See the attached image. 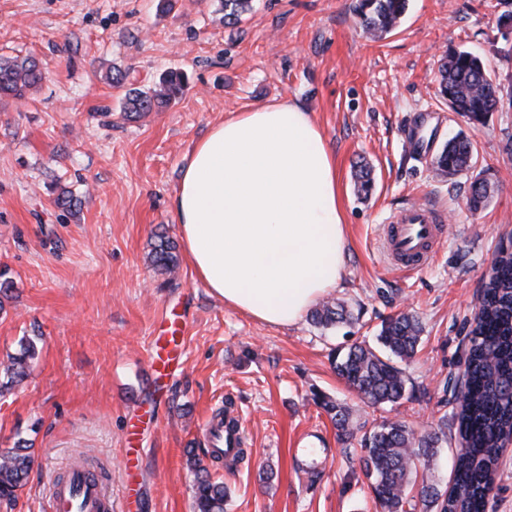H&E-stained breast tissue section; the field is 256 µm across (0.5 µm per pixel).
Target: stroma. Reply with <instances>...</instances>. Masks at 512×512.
Masks as SVG:
<instances>
[{
	"label": "stroma",
	"mask_w": 512,
	"mask_h": 512,
	"mask_svg": "<svg viewBox=\"0 0 512 512\" xmlns=\"http://www.w3.org/2000/svg\"><path fill=\"white\" fill-rule=\"evenodd\" d=\"M0 0V57H33L43 79L26 99L0 100V363L33 340L29 375L0 400V448L29 440L25 487L0 512H43L52 478L79 464L112 485L120 508L135 484L137 512H193L186 448L206 444L215 411L232 408L249 462L218 469L225 512H369L370 494L314 394L347 405L354 421L383 416L415 429L450 409L443 384L463 368L469 323L491 262L512 240V43L496 24L512 0H410L385 37L365 34L357 0H254L241 23L220 0ZM452 49L484 61L505 89L498 112L473 126L438 93ZM129 72L117 85V71ZM184 71L181 98L127 117L129 89ZM290 98L336 156L346 206L342 281L329 299L352 324L309 319L279 327L213 297L179 256L172 276L150 261L157 236L179 241L171 212L185 158L229 113ZM469 137L474 166L453 178L432 159ZM373 187L359 194L358 165ZM495 185L466 204L475 175ZM73 196L66 210L56 199ZM424 201L446 218L433 258L409 272L387 251L392 212ZM414 313L423 332L407 366L412 391L372 406L340 380L333 351L374 342L383 319ZM176 326L184 369L152 380L149 357ZM140 465L127 477L126 430L145 412ZM325 474L309 485L300 466Z\"/></svg>",
	"instance_id": "obj_1"
}]
</instances>
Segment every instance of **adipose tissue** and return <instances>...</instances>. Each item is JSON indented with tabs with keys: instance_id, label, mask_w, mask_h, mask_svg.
<instances>
[{
	"instance_id": "1",
	"label": "adipose tissue",
	"mask_w": 512,
	"mask_h": 512,
	"mask_svg": "<svg viewBox=\"0 0 512 512\" xmlns=\"http://www.w3.org/2000/svg\"><path fill=\"white\" fill-rule=\"evenodd\" d=\"M172 211L195 276L262 322L297 323L342 278L336 158L295 101L212 125L187 158Z\"/></svg>"
}]
</instances>
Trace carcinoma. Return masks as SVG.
I'll return each mask as SVG.
<instances>
[{"label":"carcinoma","instance_id":"1","mask_svg":"<svg viewBox=\"0 0 512 512\" xmlns=\"http://www.w3.org/2000/svg\"><path fill=\"white\" fill-rule=\"evenodd\" d=\"M224 22L238 24L252 10V0H222ZM409 0H358L355 12L362 30L381 37L399 24ZM439 94L448 107L472 124H483L498 110L502 89L483 60L465 50L451 51L439 60ZM42 80L32 58H0V98L24 99ZM187 87L182 71L168 72L160 87L150 93L132 88L124 111L141 116L180 97ZM436 169L455 176L473 167L470 139L459 135L434 157ZM491 194L487 179L471 182L468 208L482 209ZM151 260L161 271L177 266L173 242L160 237ZM310 320L322 327L348 323L351 314L329 302L314 308ZM422 325L411 313H400L382 322L377 346L364 342L346 347L336 359V372L358 394L374 404H396L407 392L403 364L417 351ZM463 370L464 388L453 394L454 410L436 426L418 432L399 419L384 418L371 429L357 424L345 405L316 394L314 399L328 414L337 439L357 455L360 475L371 491L375 512H491V500L506 442L512 438V252H498L481 293L479 306L467 334ZM36 356L32 343L9 357L0 382V396L9 393L27 376ZM456 430L455 463L448 488L440 489L431 461L439 444L448 441V429ZM359 447L353 448V441ZM195 471V512H224L227 490L211 479L197 460L196 449H185ZM33 465L27 441L0 454V503L10 505L24 487Z\"/></svg>","mask_w":512,"mask_h":512}]
</instances>
